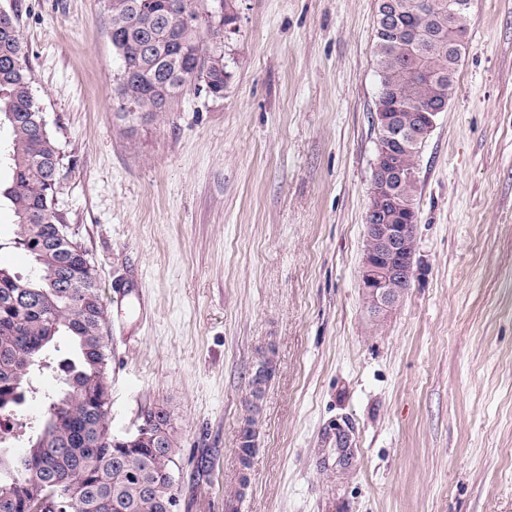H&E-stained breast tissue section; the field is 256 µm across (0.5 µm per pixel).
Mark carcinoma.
Here are the masks:
<instances>
[{
  "mask_svg": "<svg viewBox=\"0 0 512 512\" xmlns=\"http://www.w3.org/2000/svg\"><path fill=\"white\" fill-rule=\"evenodd\" d=\"M403 23H425L420 65L428 77L409 81L394 38L375 32L380 92L376 104L395 99L427 109L439 95L451 97L461 55L448 50V32L465 40L470 10L448 18V0H394ZM112 49L121 62L117 111L125 119H153L169 112L184 91L203 84L224 94V53L205 40L224 42L217 0H106ZM32 91L20 34L0 22V164L12 172L0 188L16 217L14 245L33 263L23 277L0 266V415L26 399L45 413L26 422L23 451H0V512H166L179 498L177 431L167 411L149 409L140 427L166 429L165 447L105 433L111 383L106 315L96 272L87 254L66 242L68 225L52 204L59 185L60 152ZM418 180L404 184L399 205L415 206ZM70 274L72 288L57 287ZM55 374L58 389L35 381ZM254 419L244 420L240 458L248 467Z\"/></svg>",
  "mask_w": 512,
  "mask_h": 512,
  "instance_id": "1",
  "label": "carcinoma"
}]
</instances>
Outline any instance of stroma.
Masks as SVG:
<instances>
[{
    "mask_svg": "<svg viewBox=\"0 0 512 512\" xmlns=\"http://www.w3.org/2000/svg\"><path fill=\"white\" fill-rule=\"evenodd\" d=\"M1 6L100 286L111 428L169 412L178 512H512V0H472L419 159L416 276L379 325L359 282L377 0H236L223 96L137 122L105 0ZM15 224L1 205L0 265L26 276Z\"/></svg>",
    "mask_w": 512,
    "mask_h": 512,
    "instance_id": "stroma-1",
    "label": "stroma"
}]
</instances>
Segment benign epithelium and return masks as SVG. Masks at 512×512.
I'll list each match as a JSON object with an SVG mask.
<instances>
[{"instance_id":"benign-epithelium-1","label":"benign epithelium","mask_w":512,"mask_h":512,"mask_svg":"<svg viewBox=\"0 0 512 512\" xmlns=\"http://www.w3.org/2000/svg\"><path fill=\"white\" fill-rule=\"evenodd\" d=\"M448 102L435 100L428 112H395L382 109L373 116L384 134L378 168L381 177L371 185L370 203L364 217L366 252L361 266V288L373 319L384 321L399 305L414 277L416 239L412 229L418 215L410 208L402 222L388 224L390 207L399 187L412 175L404 163L410 146L430 136Z\"/></svg>"}]
</instances>
